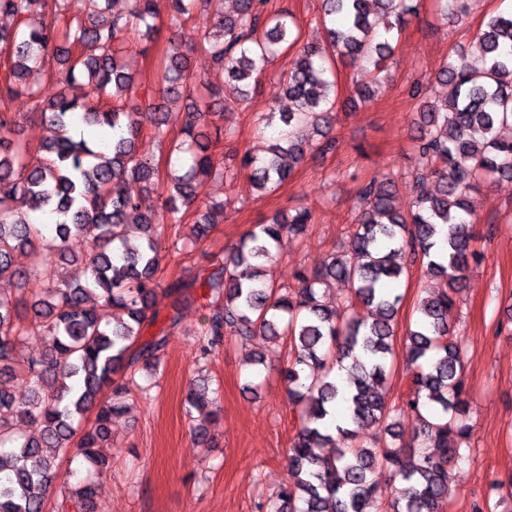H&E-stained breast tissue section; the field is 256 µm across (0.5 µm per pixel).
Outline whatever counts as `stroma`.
I'll use <instances>...</instances> for the list:
<instances>
[{"label": "stroma", "mask_w": 512, "mask_h": 512, "mask_svg": "<svg viewBox=\"0 0 512 512\" xmlns=\"http://www.w3.org/2000/svg\"><path fill=\"white\" fill-rule=\"evenodd\" d=\"M464 3L462 18L452 24L439 16L437 0H419L417 15L390 40L393 53L370 103L350 101L354 84L369 70V63L337 59L332 150H311L285 183L263 194L254 188L248 171L240 168L239 157L246 152L264 155L269 135L260 130L258 116L273 107H288L279 81L283 65L270 66L241 104L228 91L223 70H208L206 81L226 87L225 100L233 105L232 110L216 111L207 126L208 133L219 136L215 153L228 175L197 182L195 202L204 205L221 199L227 208L209 236L192 250L177 251L163 243L161 283L203 278L223 263L254 224L304 205L311 209L313 222L301 239L283 240L274 272L276 282L288 286L294 284L297 270L317 268L331 252L348 247L357 193L366 182L395 178L397 204L403 209L411 206L418 191L434 193L435 178L421 185L415 178L414 119L421 100L413 88L422 86L432 97L444 95V86L435 80L444 62L460 52H476L479 30L492 15L512 7L507 0ZM267 8L293 15L301 44L324 42L321 0H269ZM234 11L232 0H213L210 8L180 26L160 19L159 35L130 45L123 62L140 84L142 100L161 102L157 65L169 41L197 45L219 14ZM136 151L159 170L155 185L142 194L141 209L160 213L168 146L146 127L136 140ZM471 202L473 244L482 260L466 271L453 317L464 351L462 376L473 434L468 459L448 466L451 499L446 512H473L477 506L490 512L497 501L491 482L512 474V324L502 313L512 304V181L480 184ZM435 286L422 264L411 266L397 285L402 296L399 330L413 323L421 297ZM206 315L199 300L183 309L162 353L159 388L148 399L131 394L125 411L113 418L112 442L101 450L109 467L99 479L97 512H260L261 504L287 481L288 448L298 425L280 375L288 344L275 345L259 336L234 337L209 361H202L197 334ZM258 356L264 363L256 368L252 361ZM202 369L218 387L223 407L221 417L207 423L204 441L194 435L185 413L192 383ZM254 372L259 388L253 394L246 385Z\"/></svg>", "instance_id": "35a3bbf8"}]
</instances>
